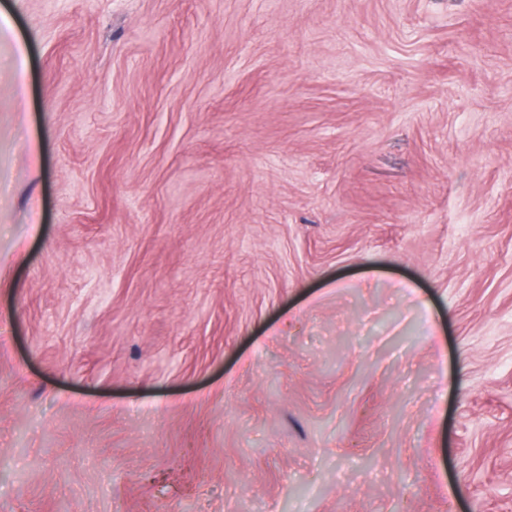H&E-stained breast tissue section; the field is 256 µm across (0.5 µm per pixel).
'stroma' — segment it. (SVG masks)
<instances>
[{"mask_svg":"<svg viewBox=\"0 0 512 512\" xmlns=\"http://www.w3.org/2000/svg\"><path fill=\"white\" fill-rule=\"evenodd\" d=\"M0 11V512H512V0Z\"/></svg>","mask_w":512,"mask_h":512,"instance_id":"obj_1","label":"stroma"}]
</instances>
